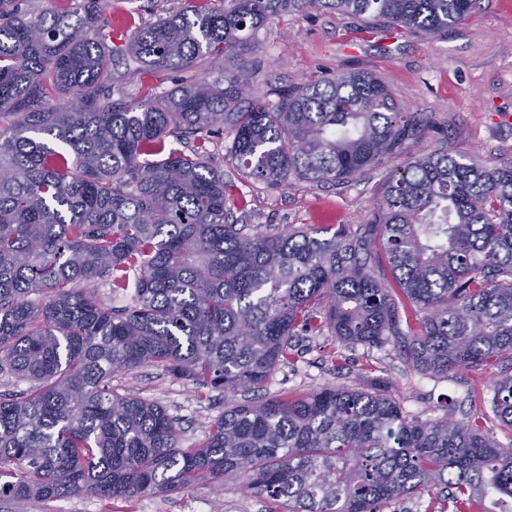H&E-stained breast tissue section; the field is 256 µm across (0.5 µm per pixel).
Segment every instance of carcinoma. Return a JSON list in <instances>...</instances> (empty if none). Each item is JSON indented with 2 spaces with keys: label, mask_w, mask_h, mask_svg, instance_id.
Listing matches in <instances>:
<instances>
[{
  "label": "carcinoma",
  "mask_w": 512,
  "mask_h": 512,
  "mask_svg": "<svg viewBox=\"0 0 512 512\" xmlns=\"http://www.w3.org/2000/svg\"><path fill=\"white\" fill-rule=\"evenodd\" d=\"M22 2L0 0V372L33 387L0 401V498L108 505L239 476L268 512H384L431 482L449 488L435 512H512V439L474 420L407 415L385 384L260 395L301 335L391 341L431 377L512 362V166L415 153L373 223L253 234L211 149L229 135L242 178L270 185L407 151L430 124L379 77L249 98L246 46L315 8L436 37L475 0H186L129 39L130 74L181 73L147 105L113 84L110 0ZM225 56L236 71L197 75ZM143 365L243 398L183 448L163 407L112 390ZM493 391L484 420L512 436V373Z\"/></svg>",
  "instance_id": "carcinoma-1"
}]
</instances>
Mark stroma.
<instances>
[{
	"mask_svg": "<svg viewBox=\"0 0 512 512\" xmlns=\"http://www.w3.org/2000/svg\"><path fill=\"white\" fill-rule=\"evenodd\" d=\"M112 28L130 34L154 22L182 0H111ZM248 58L254 96L331 79L352 71L372 73L389 85L409 111L424 113L431 126L417 149L426 154L452 150L496 167L512 166V13L503 0H477L471 17L435 38L401 28L368 26L358 17L330 10L282 13L260 30ZM232 140L220 136L213 158L225 181L236 187L239 223L273 233L288 226L358 228L374 218L380 188L407 161L397 154L362 175L336 184L311 185L296 179L285 186L247 181L231 159ZM297 353L274 372L265 391L305 393L323 386L367 388L384 378L404 412L421 419L446 415L474 419L489 409L496 366L460 370L445 378L415 371L393 344L342 345L324 336H299ZM117 392L134 391L163 406L182 426V445L201 442L224 412V395L198 397L194 386L146 365L117 375ZM266 512L263 500L230 479L207 482L172 497L144 495L111 506L93 496L53 498L37 503L0 500V512Z\"/></svg>",
	"mask_w": 512,
	"mask_h": 512,
	"instance_id": "obj_1",
	"label": "stroma"
}]
</instances>
